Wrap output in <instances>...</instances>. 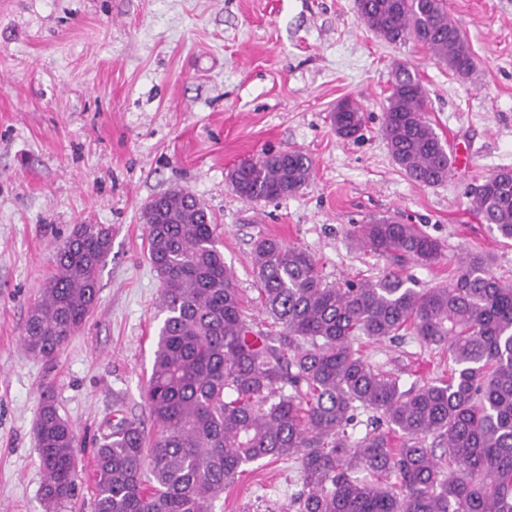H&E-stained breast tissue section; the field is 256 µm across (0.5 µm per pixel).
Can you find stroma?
Listing matches in <instances>:
<instances>
[{
	"label": "stroma",
	"instance_id": "35a3bbf8",
	"mask_svg": "<svg viewBox=\"0 0 512 512\" xmlns=\"http://www.w3.org/2000/svg\"><path fill=\"white\" fill-rule=\"evenodd\" d=\"M447 3L479 62L465 80L421 44L375 35L356 0H0V512H43L34 425L44 390L86 442L75 451L78 495L61 512H92L93 445L119 418L156 436L142 393L164 315L141 212L172 188L219 224L257 331L270 329L252 264L261 237L307 250L332 285L397 269L432 288L482 251L512 282V240L470 205L475 186L512 169V0ZM402 65L442 143L471 152L470 171L424 186L393 161L382 121ZM346 99L365 114L355 140L332 125ZM286 150L314 161L298 194L251 201L232 190L240 163ZM383 215L439 240L441 259L398 268L359 249L354 228ZM78 224L111 226V249L94 311L46 361L25 351L23 328ZM362 352L408 385L448 374L447 351L409 334ZM300 468L293 457L250 466L213 512H291Z\"/></svg>",
	"mask_w": 512,
	"mask_h": 512
}]
</instances>
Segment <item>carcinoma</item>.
Segmentation results:
<instances>
[{"instance_id":"carcinoma-1","label":"carcinoma","mask_w":512,"mask_h":512,"mask_svg":"<svg viewBox=\"0 0 512 512\" xmlns=\"http://www.w3.org/2000/svg\"><path fill=\"white\" fill-rule=\"evenodd\" d=\"M365 25L391 43L414 40L465 78L476 68L445 0H357ZM332 122L357 139L364 112L348 106ZM391 155L415 182H445L451 150L426 117V92L401 66L384 108ZM299 150L234 169L232 190L249 200L292 196L312 177ZM473 210L512 239V170L488 176ZM147 258L161 283V311L143 400L159 435L124 419L94 455V512H212L247 467L297 456V512H512V283L487 254L469 253L445 286L417 289L400 273L329 285L313 256L260 238L253 268L276 333L242 315L231 270L217 247L219 225L200 199L174 189L143 211ZM356 245L398 262H438L443 245L414 224L373 217ZM112 232L78 224L55 255L56 270L27 315L23 346L54 358L98 301L97 271ZM448 351V378L408 389L363 358L356 344L405 334ZM386 430L350 440L354 412ZM36 448L45 512L77 491L78 438L49 394L38 413ZM398 438L399 443L392 442Z\"/></svg>"}]
</instances>
